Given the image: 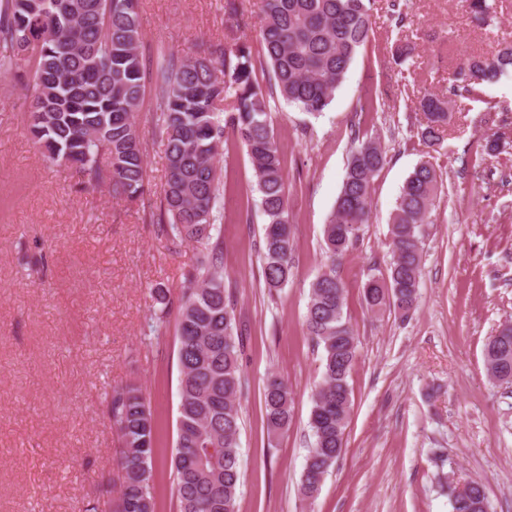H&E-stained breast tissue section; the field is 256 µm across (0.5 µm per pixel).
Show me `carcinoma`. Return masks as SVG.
<instances>
[{
	"instance_id": "obj_1",
	"label": "carcinoma",
	"mask_w": 512,
	"mask_h": 512,
	"mask_svg": "<svg viewBox=\"0 0 512 512\" xmlns=\"http://www.w3.org/2000/svg\"><path fill=\"white\" fill-rule=\"evenodd\" d=\"M374 0H262L258 30L274 84L255 78L249 43L210 44L197 57L147 65L140 51L138 0H0V76L32 86L28 132L47 156L82 183L139 201L149 192L147 162L135 113L153 92L167 161L154 223L172 245L193 243L205 259L186 277L176 315L179 408L172 492L179 512H238L241 485L238 404L244 392V336L226 294L223 268L224 181L218 156L229 137L246 148L264 216L261 279L269 295L292 277L293 232L287 178L268 113L279 94L311 115L332 103L359 50L373 36ZM473 23L487 25L496 0H465ZM512 73V43L492 56L472 55L456 73L460 88L479 87ZM231 99L230 108L218 105ZM421 140L432 147L448 125V101L425 93ZM386 152L369 139L353 152L334 211L323 227L330 256L348 250L369 222L370 195ZM438 191L434 166L423 161L400 194L390 228L387 274L363 284L372 311L416 309L421 278L422 225ZM346 287L331 268L311 284L308 335L322 350V382L313 394L314 439L301 478L302 500L313 502L344 452L351 411L349 377L357 352L345 316ZM484 366L491 380L512 386V323L486 338ZM265 425L274 441L292 422L288 382L270 375L263 390ZM121 433V476L112 512H157L153 491L156 420L135 382L105 393ZM452 512H490L484 483L448 485Z\"/></svg>"
}]
</instances>
